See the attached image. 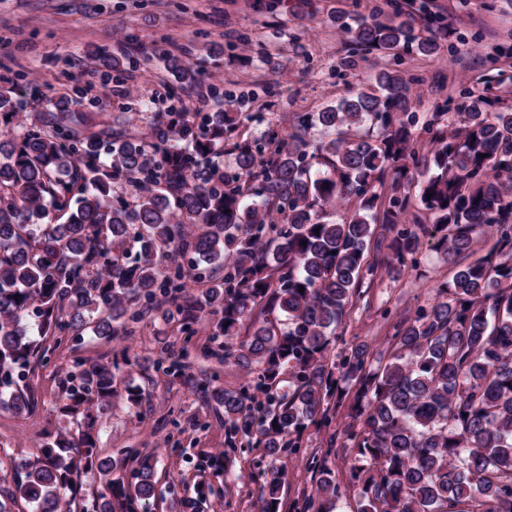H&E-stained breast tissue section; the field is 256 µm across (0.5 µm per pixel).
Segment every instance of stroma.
Wrapping results in <instances>:
<instances>
[{
  "instance_id": "stroma-1",
  "label": "stroma",
  "mask_w": 512,
  "mask_h": 512,
  "mask_svg": "<svg viewBox=\"0 0 512 512\" xmlns=\"http://www.w3.org/2000/svg\"><path fill=\"white\" fill-rule=\"evenodd\" d=\"M396 7L415 28H424V13L406 0H282L274 9L269 0H0V77L13 81L27 105L64 90L84 95L100 119L148 140L165 112L193 106L197 95L167 71L159 51L171 48L192 63L201 82L212 79L220 91L250 94L242 109L250 117L249 136L282 137L296 114L336 103L350 83L388 62L379 52L348 56L349 36L337 29L335 13L381 18ZM428 11L452 34L439 56L404 61L417 126L431 120L436 108L457 111L470 94L512 105V0H436ZM117 30L130 37L138 64L110 78L95 57L118 51ZM367 256L378 274L352 297L330 354L364 343L375 363L388 356L394 324L431 306L436 286L451 279L455 265L428 243L418 265L399 272L388 265L380 239L370 241ZM241 342L238 336L213 338L206 328L188 338L179 323L150 314L124 336L64 341L28 377L37 407L0 410V474L9 475L14 459L36 453L48 437L72 429L58 406L76 358L110 362L127 353L133 363L122 364L120 372L141 388L142 399L133 406L121 392L102 411L98 452L154 453L161 494L155 512H168L171 499L194 497L200 460L225 448L224 419L198 383L246 385L245 372L224 360L225 346ZM160 359L180 368V375L156 371ZM346 422L340 411L331 428L309 426L288 456L272 458L264 448L243 445L223 470L209 472L214 492L206 512H262L261 489L274 470L282 474L279 512H297V504L316 495L311 461L322 456L341 491L333 512H354L349 460L344 449L329 444L332 429Z\"/></svg>"
}]
</instances>
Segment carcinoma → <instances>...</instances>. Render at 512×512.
<instances>
[{"label":"carcinoma","mask_w":512,"mask_h":512,"mask_svg":"<svg viewBox=\"0 0 512 512\" xmlns=\"http://www.w3.org/2000/svg\"><path fill=\"white\" fill-rule=\"evenodd\" d=\"M336 25L351 52L379 51L392 63L337 105L298 114L285 138L262 145L219 110L169 112L145 142L96 127L80 100L60 96L37 104L17 138L0 140V408H36L25 380L49 352L48 337L109 339L171 296L189 337L207 311L218 316L214 337L247 328L240 353L224 358L251 379L210 390L224 410V457L245 439L272 455L295 453L307 425L331 420L341 376L357 385L351 423L335 437L350 449L357 512H512V106L473 96L451 128L435 113L424 126L433 149L420 158L403 65L412 53L439 55L440 42L399 13H338ZM102 61L108 73L131 65L126 54L105 52ZM165 63L197 83L179 58ZM16 107L14 89L0 87V116ZM316 126L328 137L311 139ZM226 150L238 169L232 178L215 162ZM116 179L133 202L112 195ZM404 179L418 195L399 191ZM387 183L385 198L378 189ZM417 201L433 223L399 227ZM343 202L354 203L348 217L327 219ZM379 224L399 267L418 264L426 237L448 258L481 236L494 243L437 285L433 305L395 324L385 365L368 363L363 344L336 363L331 335L375 270L366 248ZM184 252L195 255L191 266L163 264ZM188 281L200 293L185 292ZM117 382L110 362L74 363L60 413L78 433L13 462L0 512L18 501L32 512H147L154 456L104 458L96 448L93 410L112 403ZM220 468L202 462L196 497L170 512H204L213 494L206 470ZM313 468L317 497L329 504L338 496L332 471ZM89 472L103 486L90 499L79 483ZM279 490L273 474L263 512H277Z\"/></svg>","instance_id":"1"}]
</instances>
